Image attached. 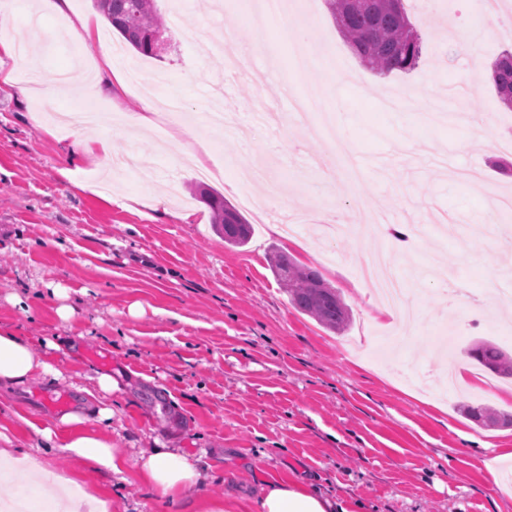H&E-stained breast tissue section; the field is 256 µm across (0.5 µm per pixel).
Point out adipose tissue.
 <instances>
[{
	"instance_id": "obj_1",
	"label": "adipose tissue",
	"mask_w": 512,
	"mask_h": 512,
	"mask_svg": "<svg viewBox=\"0 0 512 512\" xmlns=\"http://www.w3.org/2000/svg\"><path fill=\"white\" fill-rule=\"evenodd\" d=\"M42 375L59 379L61 372L48 356L35 352L26 339L11 329L0 328V383L20 385ZM82 417L68 413L61 417L64 435L52 428L39 429L41 440L62 438V448L70 456L92 461L97 469L121 473L123 458L106 437L81 430ZM139 473L143 482L162 500L193 495L197 506L207 512H361L360 502H341L294 480L273 482L263 488L251 504L225 498L213 504L208 497L199 456L177 448H157L141 458Z\"/></svg>"
}]
</instances>
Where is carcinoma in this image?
<instances>
[{"instance_id": "1", "label": "carcinoma", "mask_w": 512, "mask_h": 512, "mask_svg": "<svg viewBox=\"0 0 512 512\" xmlns=\"http://www.w3.org/2000/svg\"><path fill=\"white\" fill-rule=\"evenodd\" d=\"M337 25L361 63L380 75L394 71L411 72L419 64L422 46L409 21L403 0H326ZM108 23L137 52L153 57L151 36L165 32L166 26L155 0H97ZM490 78L500 99L512 108V52L502 53L490 65ZM197 195L211 211V223L224 235V242L245 246L252 227L223 196L200 184ZM270 267L291 304L313 318L326 330L342 333L350 325L351 314L340 293L311 267L299 264L288 253L275 249ZM464 353L480 367L501 377H512V356L489 342H476ZM465 415L484 427H511L512 414L483 406H464Z\"/></svg>"}]
</instances>
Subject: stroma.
<instances>
[{"label":"stroma","instance_id":"stroma-1","mask_svg":"<svg viewBox=\"0 0 512 512\" xmlns=\"http://www.w3.org/2000/svg\"><path fill=\"white\" fill-rule=\"evenodd\" d=\"M250 0H157L168 28L164 51L146 57L102 20L95 0H70L47 15L34 0H0L9 29L41 28L48 45L25 56L0 55V326L34 345L53 342L63 379L0 387V448L30 454L39 471L16 465L15 487L36 491L67 480L74 498L93 512H193L190 497L159 501L141 480L137 461L153 448L202 452L210 497L249 499L263 482L292 479L339 499H360L371 512H512V427L485 428L462 405L512 413V379L473 377L464 349L489 340L512 353V312L470 317L455 298L478 300L512 291L501 270L512 262V219H495L490 192L512 194V178L493 161H512V109L490 82L469 96L470 110L490 116L495 144L487 148L468 122L442 113L440 92L465 80L470 55L491 62L512 51V0L494 17L479 0H405L422 41L411 72L382 76L365 68L342 36L325 0H287L292 42L317 43L329 65L293 76V59L265 34L266 48L248 70L225 75L208 45L231 33L250 43L243 19ZM98 20L106 44L121 47L112 66L139 65L169 77L167 89L183 121L157 120L153 131L128 126L140 96H113L106 83L56 95L59 70L99 72L100 46L53 42L56 28L78 18ZM45 81L31 83L30 71ZM342 76L329 85L331 73ZM91 100L111 156L77 148L56 112ZM221 109L223 126L209 114ZM328 114L350 154L331 176L312 167L328 152L308 133ZM184 129L190 151L206 152L200 180L157 142ZM273 163L288 184L266 196L244 172ZM222 194L254 227L242 248L211 227L199 182ZM340 184L332 195L331 184ZM322 227L283 238L275 224L295 209ZM191 221H181L184 212ZM391 224H413L415 246L396 250ZM318 269L349 306L352 323L334 334L295 310L270 269L272 247ZM376 249L391 254L414 290L421 320L406 343L386 348L394 320L358 272ZM71 309L68 319L58 310ZM111 375L112 416L97 422L96 406L75 387L77 377ZM67 394L70 412L85 415L126 458L122 475L95 470L59 448L33 449L37 429L61 413L40 396Z\"/></svg>","mask_w":512,"mask_h":512}]
</instances>
